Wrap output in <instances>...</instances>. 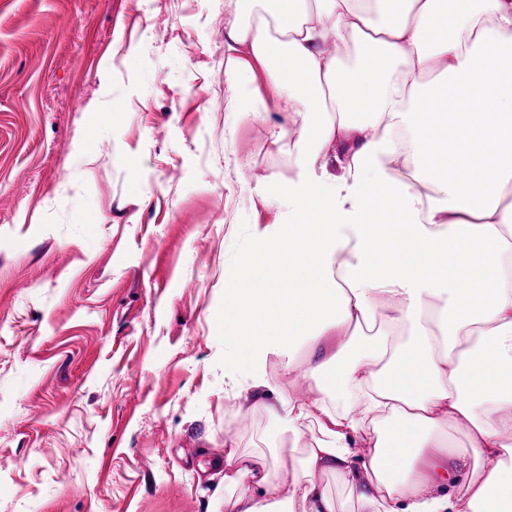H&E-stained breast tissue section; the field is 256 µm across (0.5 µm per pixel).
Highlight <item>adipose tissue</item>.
<instances>
[{"mask_svg":"<svg viewBox=\"0 0 512 512\" xmlns=\"http://www.w3.org/2000/svg\"><path fill=\"white\" fill-rule=\"evenodd\" d=\"M252 2L225 74L244 91L261 69L287 99L288 123L254 118L273 143L301 136L307 177L225 265L224 363L278 433L319 436L286 490L276 462L225 448L224 512H336L324 474L360 512H512V0ZM331 334L346 342L326 357ZM298 348L307 401L272 378Z\"/></svg>","mask_w":512,"mask_h":512,"instance_id":"obj_1","label":"adipose tissue"}]
</instances>
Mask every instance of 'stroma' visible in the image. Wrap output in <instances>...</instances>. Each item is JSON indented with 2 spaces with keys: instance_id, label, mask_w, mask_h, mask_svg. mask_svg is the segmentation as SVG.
<instances>
[{
  "instance_id": "1",
  "label": "stroma",
  "mask_w": 512,
  "mask_h": 512,
  "mask_svg": "<svg viewBox=\"0 0 512 512\" xmlns=\"http://www.w3.org/2000/svg\"><path fill=\"white\" fill-rule=\"evenodd\" d=\"M230 18L0 0V512H224L225 446L288 465L318 435L277 439L224 371L225 263L297 177L237 111Z\"/></svg>"
}]
</instances>
